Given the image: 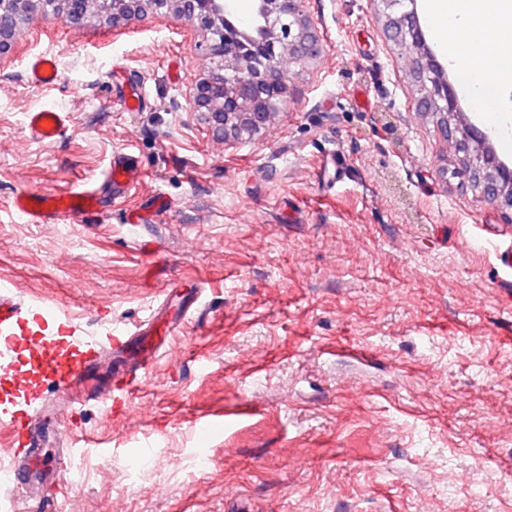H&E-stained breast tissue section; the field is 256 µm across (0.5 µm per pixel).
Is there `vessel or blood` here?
<instances>
[{"label":"vessel or blood","mask_w":512,"mask_h":512,"mask_svg":"<svg viewBox=\"0 0 512 512\" xmlns=\"http://www.w3.org/2000/svg\"><path fill=\"white\" fill-rule=\"evenodd\" d=\"M30 70L34 81L41 85L53 84L58 79L54 61L46 57L36 58ZM69 122V114L52 110L31 112L26 117L29 131L42 142L54 141ZM141 179L134 155L125 151L113 157L101 185L76 187L53 195L22 190L16 193L13 208L29 224H67L75 217L98 211L104 190H111L118 197ZM205 293L201 281L187 286H167L159 290L155 305L138 323L130 327H108L92 336L41 299L21 296L10 280L0 281V371L14 374L19 397L18 403L0 404V427L12 431L14 452L19 456L9 468L7 485L0 487V497L8 500L14 512L26 509L17 491L18 484L27 483L42 496L48 488L61 482L57 474L44 477L38 463L36 449L41 432L35 416L41 413L43 403L36 396L28 395L27 377L16 370L19 332L23 325L31 321L55 325L73 347V356L61 362L50 351L53 337L46 336L28 345L30 353L38 357L45 376L67 401L80 403L105 390L112 393L113 406L120 407L165 356L170 348L169 336L177 334L198 313ZM107 355L112 358V369L108 372L100 367L102 357ZM265 409L263 400L251 398L237 412L222 417L198 416L193 419L192 427L205 438Z\"/></svg>","instance_id":"obj_1"}]
</instances>
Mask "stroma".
Returning <instances> with one entry per match:
<instances>
[{
  "label": "stroma",
  "mask_w": 512,
  "mask_h": 512,
  "mask_svg": "<svg viewBox=\"0 0 512 512\" xmlns=\"http://www.w3.org/2000/svg\"><path fill=\"white\" fill-rule=\"evenodd\" d=\"M306 10L321 57L232 145L180 107L202 57L174 19L50 17L0 63V278L93 331L138 322L173 280L207 283L205 316L122 413L94 400L56 428L44 463L82 480L31 512H512V210L442 176L454 152L379 0ZM38 56L56 85L32 83ZM133 86L143 107L116 110ZM43 109L72 118L52 143L26 128ZM127 148L145 178L102 213L13 212L18 191L98 182ZM156 194L169 209L135 224ZM254 396L264 413L207 441L189 424ZM146 444L151 468L128 479Z\"/></svg>",
  "instance_id": "35a3bbf8"
}]
</instances>
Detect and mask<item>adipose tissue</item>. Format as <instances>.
I'll return each mask as SVG.
<instances>
[{"mask_svg":"<svg viewBox=\"0 0 512 512\" xmlns=\"http://www.w3.org/2000/svg\"><path fill=\"white\" fill-rule=\"evenodd\" d=\"M432 34L449 62L480 88L478 111L512 116V0H425Z\"/></svg>","mask_w":512,"mask_h":512,"instance_id":"obj_1","label":"adipose tissue"}]
</instances>
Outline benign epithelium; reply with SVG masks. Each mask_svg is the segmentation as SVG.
I'll return each instance as SVG.
<instances>
[{
	"instance_id": "1",
	"label": "benign epithelium",
	"mask_w": 512,
	"mask_h": 512,
	"mask_svg": "<svg viewBox=\"0 0 512 512\" xmlns=\"http://www.w3.org/2000/svg\"><path fill=\"white\" fill-rule=\"evenodd\" d=\"M388 38L402 51L419 87V112L431 117L445 141L454 144V174L474 185L479 197L512 209V169L475 129L459 134L448 117L459 112V96L448 68L427 42L417 0H379ZM53 17L73 28L89 24L121 29L132 20L172 17L190 24L202 37L206 61L202 76L185 95L186 111L201 117L224 143L250 139L288 109L289 65L317 59L320 32L305 10V0H253L249 20L238 21L231 0H0V61L16 52L22 31Z\"/></svg>"
}]
</instances>
